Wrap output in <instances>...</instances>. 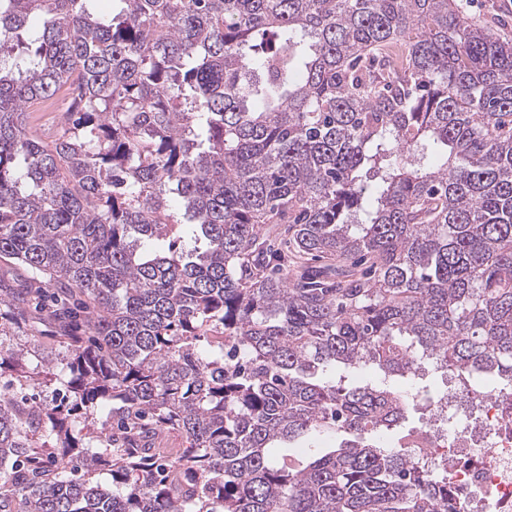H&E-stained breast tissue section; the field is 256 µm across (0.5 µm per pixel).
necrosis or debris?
<instances>
[{"label":"necrosis or debris","mask_w":512,"mask_h":512,"mask_svg":"<svg viewBox=\"0 0 512 512\" xmlns=\"http://www.w3.org/2000/svg\"><path fill=\"white\" fill-rule=\"evenodd\" d=\"M512 391L471 397L450 382L424 433L418 467L448 474L459 512H512Z\"/></svg>","instance_id":"4bbe7bcc"}]
</instances>
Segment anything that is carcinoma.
Returning <instances> with one entry per match:
<instances>
[{
	"mask_svg": "<svg viewBox=\"0 0 512 512\" xmlns=\"http://www.w3.org/2000/svg\"><path fill=\"white\" fill-rule=\"evenodd\" d=\"M94 2L0 0V512H449L379 440L425 357L512 385V40L456 0Z\"/></svg>",
	"mask_w": 512,
	"mask_h": 512,
	"instance_id": "obj_1",
	"label": "carcinoma"
}]
</instances>
